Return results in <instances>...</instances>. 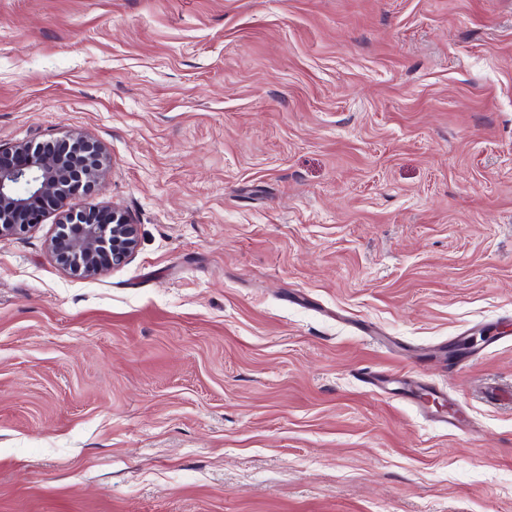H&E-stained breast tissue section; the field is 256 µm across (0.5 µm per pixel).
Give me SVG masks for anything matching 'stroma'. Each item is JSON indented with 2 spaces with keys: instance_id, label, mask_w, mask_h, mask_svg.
<instances>
[{
  "instance_id": "obj_1",
  "label": "stroma",
  "mask_w": 512,
  "mask_h": 512,
  "mask_svg": "<svg viewBox=\"0 0 512 512\" xmlns=\"http://www.w3.org/2000/svg\"><path fill=\"white\" fill-rule=\"evenodd\" d=\"M68 132L138 246L0 242V512H512V0H0V145ZM64 200L57 207L62 228L50 239L49 248L65 271L92 277L130 258L138 245V227L128 214L112 208V224L94 221L90 210L76 219V214L63 210ZM427 390L421 385H415L411 390L408 391L409 395H406L405 398L409 399L412 402L417 401L421 408L430 414L431 418L435 419L440 423H444L450 425L455 428H459V424L461 422L460 417L457 415L455 402L453 400H448V415L445 414L444 411H439L436 407L433 410L431 407H427L424 404V396L427 395ZM415 400V401H414Z\"/></svg>"
}]
</instances>
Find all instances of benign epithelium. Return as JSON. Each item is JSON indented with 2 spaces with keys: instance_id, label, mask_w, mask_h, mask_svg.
<instances>
[{
  "instance_id": "obj_1",
  "label": "benign epithelium",
  "mask_w": 512,
  "mask_h": 512,
  "mask_svg": "<svg viewBox=\"0 0 512 512\" xmlns=\"http://www.w3.org/2000/svg\"><path fill=\"white\" fill-rule=\"evenodd\" d=\"M24 160L15 164L11 156ZM105 151L90 137L69 133L49 143L0 147V241L27 233L40 223L47 201H59L74 181L101 186ZM61 230L49 248L62 268L79 277L97 276L124 264L138 245V227L124 211L112 209V223H98L84 212L59 210Z\"/></svg>"
}]
</instances>
